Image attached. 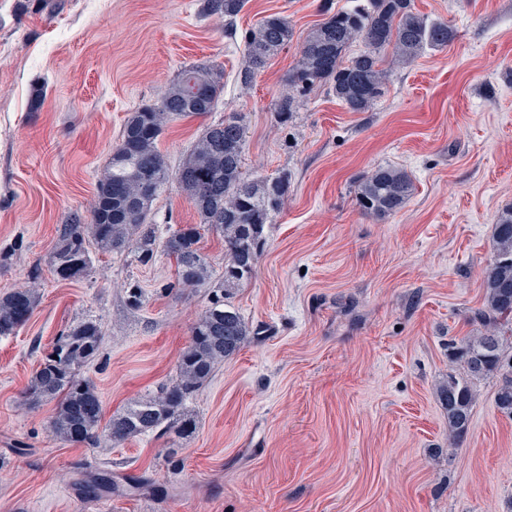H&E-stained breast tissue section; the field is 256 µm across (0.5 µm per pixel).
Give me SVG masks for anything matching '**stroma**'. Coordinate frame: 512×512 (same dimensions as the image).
<instances>
[{
  "mask_svg": "<svg viewBox=\"0 0 512 512\" xmlns=\"http://www.w3.org/2000/svg\"><path fill=\"white\" fill-rule=\"evenodd\" d=\"M322 3L249 0L231 38L201 0H0V294L34 281L42 295L17 335L0 338V512H512V420L494 406L496 378L477 383L456 448L438 397L450 341L480 328L493 225L512 207V0H414L448 22L447 48L396 69L368 112L315 86L283 128L274 104L296 50L246 90L243 36L279 13L305 37ZM205 60L224 71L215 111L175 120L158 147L178 168L206 122L239 112L245 170L287 176L257 273L231 297L269 334L190 400L191 439L62 443L47 429L54 403H21L62 330L101 323L83 374L109 416L175 378L208 304V288L171 290L163 253L147 266L96 253L76 282L48 265L129 113ZM382 166L407 171L414 191L378 221L358 210L355 189ZM153 218L162 238L196 221L174 184ZM131 280L146 295L138 310L123 299ZM103 468L164 491L83 498L78 479Z\"/></svg>",
  "mask_w": 512,
  "mask_h": 512,
  "instance_id": "obj_1",
  "label": "stroma"
}]
</instances>
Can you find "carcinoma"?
Instances as JSON below:
<instances>
[{
	"label": "carcinoma",
	"mask_w": 512,
	"mask_h": 512,
	"mask_svg": "<svg viewBox=\"0 0 512 512\" xmlns=\"http://www.w3.org/2000/svg\"><path fill=\"white\" fill-rule=\"evenodd\" d=\"M246 4L247 0H202L201 12L224 22L228 30ZM325 14L297 43L290 21L278 13L266 16L245 36L239 72L245 89L271 58L296 45L295 64L274 107L276 122L283 127L292 123L303 98L317 84L328 86L349 111H370L385 93L389 76L385 63L410 64L428 49L448 46L453 38L448 22L426 19L415 11L414 0H358L351 8L328 9ZM357 42L363 49L353 53L351 47ZM223 93L224 71L209 62L179 72L163 87L156 103L128 115L95 185L89 215L71 212L58 229L49 265L60 281L87 275L93 250L102 255L131 253L142 265L153 263L162 251L175 261L172 288L190 291L207 285L213 274L200 247L202 231L213 229L224 241L221 280L191 328L190 342L179 355L177 379L157 393L132 401L103 421L98 390L81 375L99 355L100 324L80 319L56 337L27 385L23 405L35 408L45 401L57 402L48 429L64 443L94 446L103 438L121 443L148 435L192 436L197 424L186 411L187 401L211 380L220 363L263 334L241 316L227 295L254 277L266 224L285 204L288 179L243 170L245 125L237 112L206 125L174 172L158 148L169 123L208 116ZM173 182L191 202L198 223L183 225L162 241L151 219L153 204ZM412 191L406 171L379 167L358 182L356 203L364 214L382 219L400 211ZM493 240L495 257L484 271V303L476 313L483 331L453 343L451 363L460 365L463 375L449 370L439 388L454 446L469 430L476 382L485 377H498L494 404L512 419V355L504 352V342L512 339V208L498 214ZM124 293L128 308L143 307L145 293L137 282L126 283ZM39 301L37 287L0 294V338L16 335ZM78 485L88 497H102L117 488L105 470Z\"/></svg>",
	"instance_id": "1"
}]
</instances>
